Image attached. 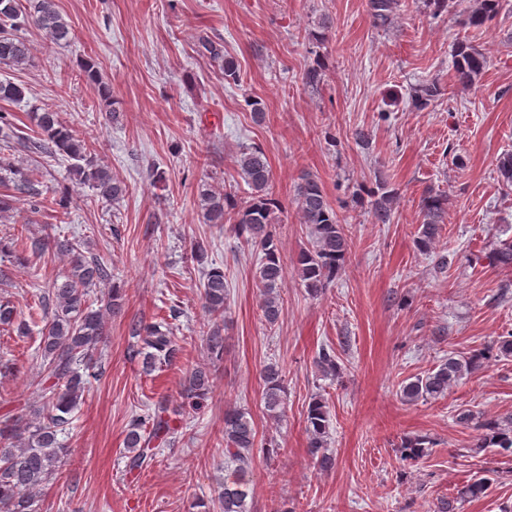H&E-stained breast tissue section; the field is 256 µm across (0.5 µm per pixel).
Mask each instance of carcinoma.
Returning <instances> with one entry per match:
<instances>
[{"mask_svg": "<svg viewBox=\"0 0 512 512\" xmlns=\"http://www.w3.org/2000/svg\"><path fill=\"white\" fill-rule=\"evenodd\" d=\"M373 20L384 25L399 7V0H368ZM499 0H472L465 11L463 24L480 27L494 20ZM9 24L10 31L0 30V64L19 66L30 61L25 41L15 35L22 28L35 29L54 41H68L73 30L61 15L56 0H28V8L18 11L15 0H0V26ZM197 53L221 63L224 79L238 81L239 71L233 57L224 55V45L206 35L198 38ZM487 66L485 55L468 43H459L454 53V80L463 87L475 83ZM440 95L439 86L425 83L415 95V104L425 107ZM39 137L18 138L24 151L55 157L61 155L73 161L74 172L83 183L97 190L112 203L120 202L128 194V186L112 175V170L91 159L84 141L59 122L51 111L34 113ZM239 174L250 192L243 201L237 191L213 190L202 186L199 204L209 224H230L236 235L261 252L257 279L260 285V308L265 321L278 323L283 308L279 288L286 279V268L281 261L274 224L275 211L280 208L273 196L272 169L266 153L258 148H246L237 158ZM0 170L12 175L0 193V214L13 210L17 201L40 195L39 172L22 171L11 162L0 161ZM502 185L512 188V153L503 154L497 163ZM372 217L377 224H388L397 198V192L379 183L371 193ZM295 199L301 223L311 229L312 247L297 258L296 270L312 293L322 292L342 269L350 250V240L336 209L329 201L320 180L311 173L301 175L295 187ZM448 210V195L428 191L420 205L421 221L417 225L415 243L426 251L438 237L443 215ZM16 245L43 257L61 255L68 259L69 268L63 280H54L39 296L41 311L40 343L41 379L33 391L37 405L31 416H0V512H33V493L46 487L60 474L66 448L59 436L68 433L73 413L80 407L85 393L86 375L94 370L102 354L107 336L108 320L123 312L120 289L112 286V296L104 305L95 308L89 301L90 288L112 280V268L94 254H86V243L76 236L44 232L40 237L22 236ZM200 298L210 319L205 346L207 362L197 365L184 379L181 403L173 406L166 398L155 403L153 415L131 420L125 435L129 451L128 469L147 467L155 459L154 448L175 442L178 429L174 419L186 408L200 409L211 391L213 371L224 356V313L228 288L224 269L211 267L203 270ZM17 324L19 333L30 332L29 324L16 321V311L9 299L0 298V324ZM131 337L136 340L133 357L141 358L143 368L151 372L161 365L176 361L180 348L175 342L170 323L164 318L147 320L135 318L130 323ZM512 357V336L497 342L484 351L464 356L451 352L437 369L402 385L401 398L406 402L437 399L448 392L463 376L478 370L492 356ZM325 374L336 375L340 367L336 352L322 349L316 360ZM263 396L268 416L277 419L285 405V386L282 370L268 364L261 372ZM460 422L473 424L480 431L470 452L495 448L499 453L512 455V415L486 418L463 410ZM328 410L326 403L315 397L308 405L305 430L307 448L317 468L328 472L334 468L335 458L326 448ZM224 455L234 464L232 475L224 479L222 512H251L249 484L245 479L253 458L256 428L251 415L242 409L224 411ZM429 448L427 439L414 437L402 445L404 456L410 460L423 457Z\"/></svg>", "mask_w": 512, "mask_h": 512, "instance_id": "1", "label": "carcinoma"}]
</instances>
